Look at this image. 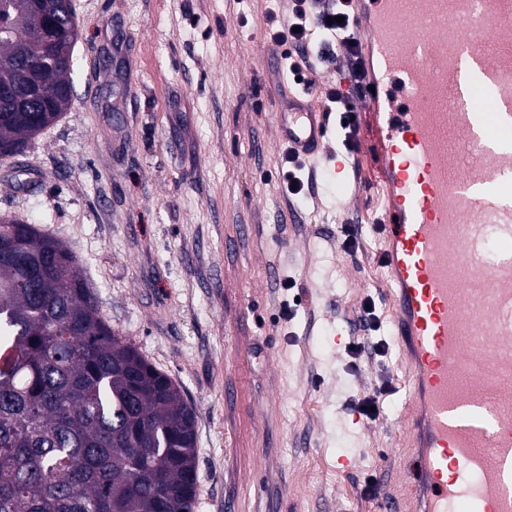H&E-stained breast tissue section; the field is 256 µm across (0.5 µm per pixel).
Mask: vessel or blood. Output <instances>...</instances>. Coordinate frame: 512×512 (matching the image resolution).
Instances as JSON below:
<instances>
[{
  "instance_id": "1",
  "label": "vessel or blood",
  "mask_w": 512,
  "mask_h": 512,
  "mask_svg": "<svg viewBox=\"0 0 512 512\" xmlns=\"http://www.w3.org/2000/svg\"><path fill=\"white\" fill-rule=\"evenodd\" d=\"M368 38L361 143L386 199L373 232L409 377V492L380 512H512V0H353ZM485 31L486 47L465 31ZM278 142L319 156L322 112L288 95Z\"/></svg>"
}]
</instances>
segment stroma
Instances as JSON below:
<instances>
[{
	"label": "stroma",
	"mask_w": 512,
	"mask_h": 512,
	"mask_svg": "<svg viewBox=\"0 0 512 512\" xmlns=\"http://www.w3.org/2000/svg\"><path fill=\"white\" fill-rule=\"evenodd\" d=\"M72 2V108L21 157L26 188L0 163V216L61 239L194 404L195 512H378L402 492L408 392L369 230L384 199L354 188L370 157L334 128L313 191L283 194L265 0Z\"/></svg>",
	"instance_id": "35a3bbf8"
}]
</instances>
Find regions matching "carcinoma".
I'll return each mask as SVG.
<instances>
[{"label":"carcinoma","mask_w":512,"mask_h":512,"mask_svg":"<svg viewBox=\"0 0 512 512\" xmlns=\"http://www.w3.org/2000/svg\"><path fill=\"white\" fill-rule=\"evenodd\" d=\"M46 0L0 13V57L53 49ZM74 66L36 90L0 69V149L27 152L67 112ZM196 411L119 336L63 242L0 217V512H194Z\"/></svg>","instance_id":"cac0c4a2"}]
</instances>
